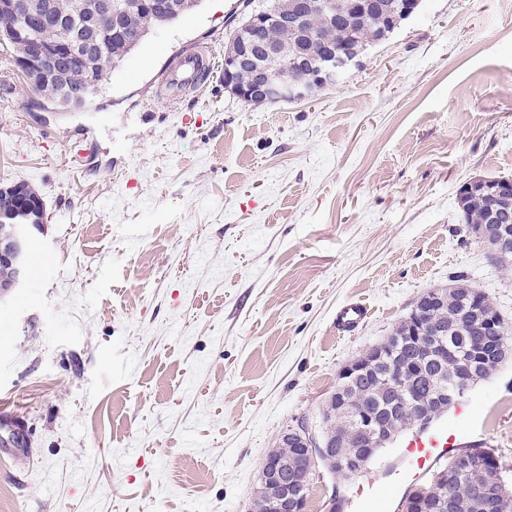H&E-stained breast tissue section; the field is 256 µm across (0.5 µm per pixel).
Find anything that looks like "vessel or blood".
<instances>
[{
    "instance_id": "b4317fda",
    "label": "vessel or blood",
    "mask_w": 512,
    "mask_h": 512,
    "mask_svg": "<svg viewBox=\"0 0 512 512\" xmlns=\"http://www.w3.org/2000/svg\"><path fill=\"white\" fill-rule=\"evenodd\" d=\"M215 72L210 55L196 49L179 55L162 74L160 83L169 96L176 97L201 87ZM368 315V307L360 302L339 306L334 319L337 332L345 335L355 331ZM476 403V397H459L432 423L405 434L383 466L343 492L344 507L354 512H395L410 488L462 448V428L471 419Z\"/></svg>"
}]
</instances>
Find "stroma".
Segmentation results:
<instances>
[{
    "label": "stroma",
    "instance_id": "1",
    "mask_svg": "<svg viewBox=\"0 0 512 512\" xmlns=\"http://www.w3.org/2000/svg\"><path fill=\"white\" fill-rule=\"evenodd\" d=\"M239 0L151 32L80 109L44 104L0 44V187L45 202L36 264L0 304V512H250L281 432L321 433L341 368L456 275L512 325V264L457 205L512 178V9L422 0L310 100L211 78L169 100L176 54L224 60ZM88 140V158L69 149ZM370 315L347 338L337 308ZM512 466V360L475 387Z\"/></svg>",
    "mask_w": 512,
    "mask_h": 512
}]
</instances>
